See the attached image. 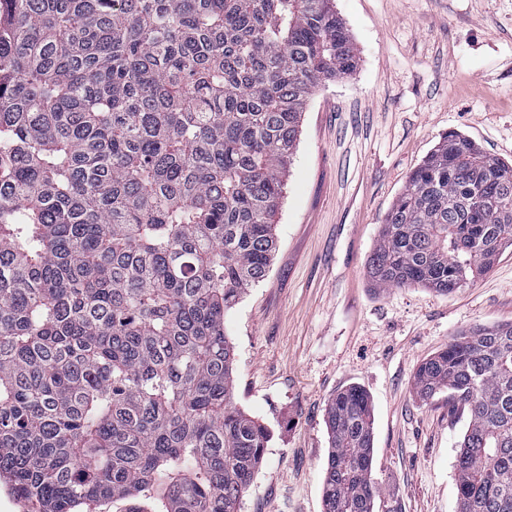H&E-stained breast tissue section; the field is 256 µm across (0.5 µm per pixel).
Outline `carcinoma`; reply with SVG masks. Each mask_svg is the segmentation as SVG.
<instances>
[{
  "label": "carcinoma",
  "mask_w": 512,
  "mask_h": 512,
  "mask_svg": "<svg viewBox=\"0 0 512 512\" xmlns=\"http://www.w3.org/2000/svg\"><path fill=\"white\" fill-rule=\"evenodd\" d=\"M333 0H0V483L35 512H239L270 433L224 316L264 280L307 100L357 68ZM512 246V163L456 131L371 286L448 294ZM468 414L458 512H512V323L420 364ZM323 512H374V411L329 398Z\"/></svg>",
  "instance_id": "obj_1"
}]
</instances>
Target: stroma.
<instances>
[{
    "label": "stroma",
    "instance_id": "obj_1",
    "mask_svg": "<svg viewBox=\"0 0 512 512\" xmlns=\"http://www.w3.org/2000/svg\"><path fill=\"white\" fill-rule=\"evenodd\" d=\"M351 75L309 99L266 279L224 318L235 401L271 434L240 512H322L331 395L374 409L375 512H456L467 424L420 402L417 367L461 329L512 321V248L470 285L384 293L365 266L413 169L448 131L512 162V0H334Z\"/></svg>",
    "mask_w": 512,
    "mask_h": 512
}]
</instances>
